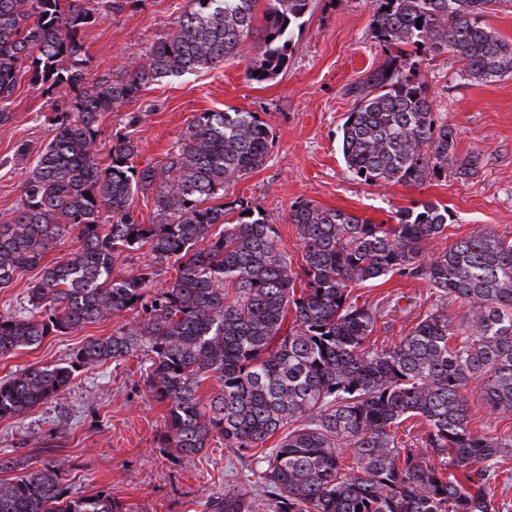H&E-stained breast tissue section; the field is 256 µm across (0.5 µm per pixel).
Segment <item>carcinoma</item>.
Wrapping results in <instances>:
<instances>
[{
	"mask_svg": "<svg viewBox=\"0 0 512 512\" xmlns=\"http://www.w3.org/2000/svg\"><path fill=\"white\" fill-rule=\"evenodd\" d=\"M311 3L267 0L260 12L259 0H189L145 62L121 78L90 79L81 35L99 11L82 0H0V124L10 122L27 74L49 98L61 88L70 96L55 109L53 138L23 184L21 206L0 224V288L60 239L80 244L43 266L26 308L0 316V354L135 314L68 362L1 381L0 420L46 403L81 370L142 352L145 385L165 408L164 439L181 459L216 436L248 451L290 426L256 458L257 489L229 488L207 512H500L492 487L512 471V431L472 429L465 390L478 381L492 411L512 412V239L471 235L428 258V244L448 228L446 206L423 202L393 224H374L304 200L288 214L302 242L295 268L267 216L243 208L230 222L234 207L206 205L265 164L271 129L253 112L200 113L159 166L135 165L129 131L113 137L106 166L98 160L101 116L148 83L237 59L251 40L259 54L247 76L282 73ZM498 3L375 0L373 37L413 53L346 89L353 108L342 154L357 179L417 185L450 168L473 172L476 156H456L453 128L405 71L415 56L451 52L475 79L512 74V42L482 22ZM149 193L152 221L144 224L135 196ZM146 244L151 263L113 274L124 253ZM166 264L176 277L153 287ZM389 274L423 280L436 297L406 335L375 349V314L354 286ZM451 303L466 308L458 326ZM211 377L219 387L203 403L197 390ZM411 417L426 430L409 444L397 429ZM9 472L0 512H134L107 492L76 496L58 471L1 455L0 473Z\"/></svg>",
	"mask_w": 512,
	"mask_h": 512,
	"instance_id": "1",
	"label": "carcinoma"
}]
</instances>
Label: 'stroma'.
Returning <instances> with one entry per match:
<instances>
[{"instance_id": "stroma-1", "label": "stroma", "mask_w": 512, "mask_h": 512, "mask_svg": "<svg viewBox=\"0 0 512 512\" xmlns=\"http://www.w3.org/2000/svg\"><path fill=\"white\" fill-rule=\"evenodd\" d=\"M187 8L188 0H127L121 11L108 12L82 34L94 75H118L142 60L175 30ZM373 8V0H313L293 33L287 69L273 79H248L255 54L248 48L240 60L146 85L136 99L102 116L101 163L110 161L115 133L132 132L138 143L135 163L141 167L159 163L199 113L253 112L272 130L267 162L227 186L220 201L264 211L294 263L302 261V243L288 213L301 200L376 224L390 222L396 212L417 203L447 206L448 229L429 245L432 253L487 231L511 238L512 76L474 80L449 53L420 61L411 73L425 87L434 111L453 127L458 156L476 155L470 176L374 186L348 170L341 125L353 101L344 90L389 55L372 36ZM52 114L46 97L22 79L12 97V119L0 126V222L18 208L22 184L53 137ZM133 115L139 121L132 126L128 120ZM21 147L26 156H18ZM359 293L376 315L372 338L380 346L406 335L435 299L425 281L396 274L365 282ZM119 323L108 315L0 355V380L32 364L65 363L75 350L109 336ZM141 365L134 354L80 371L54 399L0 421V453L26 467L60 471L77 495L105 490L138 512H205L209 497L243 481L247 458L220 439L189 461L165 447V409L141 379Z\"/></svg>"}]
</instances>
